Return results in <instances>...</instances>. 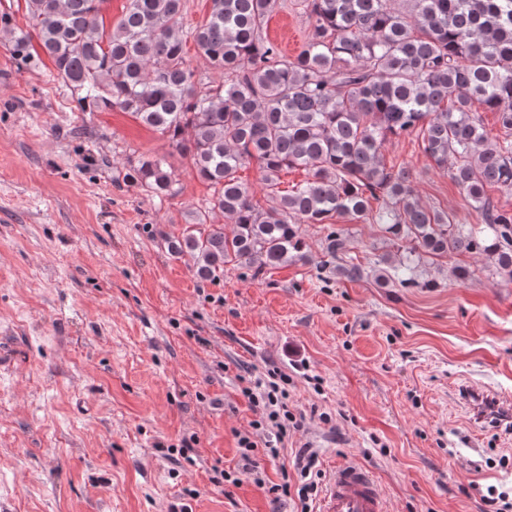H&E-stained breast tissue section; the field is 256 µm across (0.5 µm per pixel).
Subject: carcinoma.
Listing matches in <instances>:
<instances>
[{
	"label": "carcinoma",
	"instance_id": "1",
	"mask_svg": "<svg viewBox=\"0 0 512 512\" xmlns=\"http://www.w3.org/2000/svg\"><path fill=\"white\" fill-rule=\"evenodd\" d=\"M107 2L25 0L26 27L1 16L0 43L26 62L37 39L79 111L117 107L189 161L211 198L166 244L192 259L198 279L231 262L259 275L303 261L301 226L342 214L404 243L406 257L376 273L381 284L416 285L415 260L454 252L485 255L512 280V211L487 195L512 188V0H411L408 13L394 0H299L310 29L291 61L263 36L275 0H211L207 20L188 32L182 0H127L109 27ZM187 37L219 78L197 86ZM475 100L498 113L501 141L488 143ZM416 131L438 165H451L482 223L467 228L422 205L410 172L385 166L386 139ZM251 162L268 189L263 205L238 176ZM293 168L308 179L276 189ZM126 179L158 199L174 181L164 156L138 159ZM216 213L231 234L210 223ZM348 246L332 230L324 251L334 261Z\"/></svg>",
	"mask_w": 512,
	"mask_h": 512
}]
</instances>
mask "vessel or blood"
Instances as JSON below:
<instances>
[{
    "label": "vessel or blood",
    "instance_id": "b4317fda",
    "mask_svg": "<svg viewBox=\"0 0 512 512\" xmlns=\"http://www.w3.org/2000/svg\"><path fill=\"white\" fill-rule=\"evenodd\" d=\"M317 512H390L376 476L354 462L333 465L326 478Z\"/></svg>",
    "mask_w": 512,
    "mask_h": 512
}]
</instances>
